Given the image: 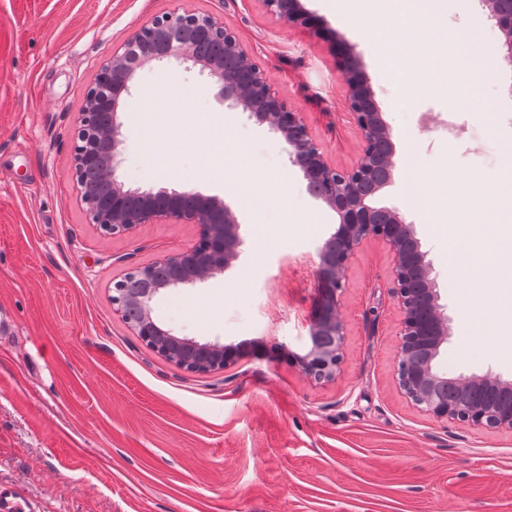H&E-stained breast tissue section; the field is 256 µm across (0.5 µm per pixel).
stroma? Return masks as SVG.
<instances>
[{
	"instance_id": "35a3bbf8",
	"label": "stroma",
	"mask_w": 512,
	"mask_h": 512,
	"mask_svg": "<svg viewBox=\"0 0 512 512\" xmlns=\"http://www.w3.org/2000/svg\"><path fill=\"white\" fill-rule=\"evenodd\" d=\"M223 15L266 66L273 88L305 113L330 165H352L360 139L326 40L288 28L261 0H0V484H22L39 512H512V432L438 422L414 410L392 379L398 310L386 284L390 255L370 241L341 300L345 358L336 382L309 383L289 358L304 352L316 297L318 249L335 212L312 199L284 144L218 89L175 60L136 78L122 116L118 176L143 185L140 127L148 100L224 120L253 166L288 183L286 224L267 206L242 222L241 253L223 275L161 291L153 316L178 336L248 343L258 358L207 374L186 372L112 313V280L186 247L192 224H146L103 237L85 224L72 190L70 127L100 61L138 25L174 6ZM390 124L397 161L407 151L451 155L459 178L501 172L512 139V68L486 26L478 49L497 58L474 82L493 123L449 111L444 99L403 96L349 36ZM178 177L159 186L232 201L224 172L183 148ZM201 169L204 179L190 178ZM428 255L449 318L440 370L512 380V334L493 330L462 278L448 275V238L406 210ZM307 256L310 269L292 265Z\"/></svg>"
}]
</instances>
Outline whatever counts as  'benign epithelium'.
I'll return each instance as SVG.
<instances>
[{
	"instance_id": "7a95c632",
	"label": "benign epithelium",
	"mask_w": 512,
	"mask_h": 512,
	"mask_svg": "<svg viewBox=\"0 0 512 512\" xmlns=\"http://www.w3.org/2000/svg\"><path fill=\"white\" fill-rule=\"evenodd\" d=\"M266 12L290 28L332 42L336 69L346 88L345 108L361 139V152L352 166L339 169L326 159L324 145L314 136L304 113L288 104L270 83L267 71L248 50L238 31L213 12L174 8L152 17L136 28L132 36L112 47V53L97 68L92 84L85 90L83 107L74 120L69 161L73 189L80 200L84 221L104 237L132 236L145 224H193L198 228L195 242L188 248L163 253L147 264L130 263L121 277L112 280V313L118 315L134 335L150 348L164 354L159 336L172 335L152 316L150 302L160 290L184 288L224 273L238 259L243 241L240 224L231 206L216 196L195 192L133 188L119 180L124 111L132 96L138 72L152 62L175 59L189 63L207 75L219 88L224 107L247 114L248 119L282 140L289 161L302 174L307 192L336 212V231L318 249V295L310 315L311 346L292 359L302 376L315 385L331 383L340 374L344 358V325L340 300L345 277L361 245L367 240L385 244L393 256L388 290L400 312L394 380L403 397L420 413L477 429L512 432V409L492 410L485 406L450 404L439 387L512 390L506 381L490 372L460 373L450 377L436 367L440 349L448 340V317L439 303L440 295L432 277L427 253L421 250L414 225L397 207L376 206L372 199L395 183L396 145L392 129L380 112L367 76L352 45L338 30L307 10L302 0H262ZM492 25L505 35V62L512 67V0H480ZM193 29L224 41V47L251 66L250 83L244 87L224 75L219 66L207 62L176 38ZM138 195L148 200L139 210L124 207L126 197ZM414 247L406 252V245ZM194 268L189 277H176L163 286L140 293L127 288L129 282H150L151 271L159 267ZM420 279L432 305V325L424 327L418 318V296L413 281ZM181 355L175 365L190 373H202L193 364L199 351H215L223 358L209 371L228 368L255 354L219 342H201L181 336Z\"/></svg>"
}]
</instances>
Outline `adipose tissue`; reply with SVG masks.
I'll return each mask as SVG.
<instances>
[{"mask_svg": "<svg viewBox=\"0 0 512 512\" xmlns=\"http://www.w3.org/2000/svg\"><path fill=\"white\" fill-rule=\"evenodd\" d=\"M337 22L352 34L368 39L380 76L395 81L404 91L427 90L447 95L453 76L448 59L464 45L476 49L484 26L481 14H473L469 26L451 32L441 23L448 0H328ZM181 143L204 146L207 155L223 159L224 183L235 195L239 209L253 222H261L268 200L283 208L285 223H295L288 212V197L281 178L256 171L245 144L221 132V124L197 113L182 111Z\"/></svg>", "mask_w": 512, "mask_h": 512, "instance_id": "ef3b65f1", "label": "adipose tissue"}]
</instances>
